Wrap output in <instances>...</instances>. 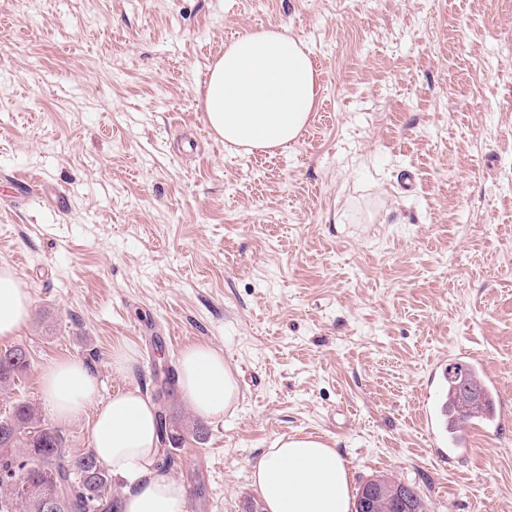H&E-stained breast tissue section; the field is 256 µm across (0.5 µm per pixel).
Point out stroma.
Returning <instances> with one entry per match:
<instances>
[{
    "label": "stroma",
    "instance_id": "obj_1",
    "mask_svg": "<svg viewBox=\"0 0 512 512\" xmlns=\"http://www.w3.org/2000/svg\"><path fill=\"white\" fill-rule=\"evenodd\" d=\"M280 24L311 51L315 110L289 150L229 149L207 68ZM511 171L512 0H0V264L32 299L0 340L30 358L0 415L49 416L40 371L74 357L102 397H157L187 512H247L253 460L300 435L353 489L388 474L426 512H512ZM198 342L239 383L221 418L159 394ZM462 349L507 415L448 459L421 416L431 363ZM458 356L466 357L473 360V363L471 365L475 367L477 371L481 372L483 376V384L486 393L492 398V400H500L499 380L485 368L481 359H479L473 353L468 351H460Z\"/></svg>",
    "mask_w": 512,
    "mask_h": 512
}]
</instances>
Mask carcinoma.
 <instances>
[{
  "label": "carcinoma",
  "mask_w": 512,
  "mask_h": 512,
  "mask_svg": "<svg viewBox=\"0 0 512 512\" xmlns=\"http://www.w3.org/2000/svg\"><path fill=\"white\" fill-rule=\"evenodd\" d=\"M22 347L0 352V388L15 385L29 362L16 361ZM477 387L470 365L458 361L448 373V395L462 409L458 424L478 413L482 402H471L465 386ZM61 429L46 422L39 408L21 402L0 416V512H34L35 499L56 501L57 512H121L112 496V475L88 451L66 453Z\"/></svg>",
  "instance_id": "1"
}]
</instances>
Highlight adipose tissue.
Masks as SVG:
<instances>
[{
    "mask_svg": "<svg viewBox=\"0 0 512 512\" xmlns=\"http://www.w3.org/2000/svg\"><path fill=\"white\" fill-rule=\"evenodd\" d=\"M317 71L305 43L287 26L250 29L225 44L209 66L204 109L225 143L246 151L288 150L310 120ZM32 312L29 289L0 265V340L16 336ZM176 382L193 411L218 418L234 410L238 386L222 351L207 343L181 353ZM40 392L57 424L92 413V450L124 489L122 512H186L187 490L160 465L157 409L140 388L98 401L90 366L72 357L46 364ZM265 512H351V474L321 438L282 437L251 466Z\"/></svg>",
    "mask_w": 512,
    "mask_h": 512,
    "instance_id": "adipose-tissue-1",
    "label": "adipose tissue"
}]
</instances>
